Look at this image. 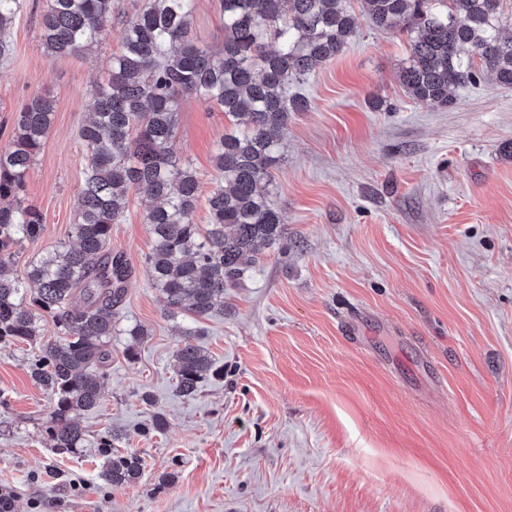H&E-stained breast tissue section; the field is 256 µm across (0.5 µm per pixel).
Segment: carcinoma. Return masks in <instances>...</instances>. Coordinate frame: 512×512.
<instances>
[{
    "label": "carcinoma",
    "mask_w": 512,
    "mask_h": 512,
    "mask_svg": "<svg viewBox=\"0 0 512 512\" xmlns=\"http://www.w3.org/2000/svg\"><path fill=\"white\" fill-rule=\"evenodd\" d=\"M196 0H145L123 21L120 51L80 131L90 152L72 236L76 245L34 262L25 278L6 274L14 249L39 236L41 211L20 197L55 101L35 94L16 113L9 148L0 150V341L39 343L30 377L51 397L53 447L85 441L79 417L99 407L98 373L111 359L109 341L131 268L109 248L112 225L124 218L130 190L148 200L144 221L154 247L147 258L153 284L172 315L224 313V289L235 287L259 248L284 239L271 199V170L280 160L278 135L309 101L288 85L315 73L358 37V15L372 27L406 36L410 63L400 80L422 104L448 107L455 90L491 75L512 86V38L500 29V0H220L224 46L219 52L191 34ZM117 0H47L41 40L50 58L73 56L112 35ZM22 0H0V56ZM194 96L224 112L214 167L221 181L206 198L210 222H194L199 182L174 150L182 98ZM51 315L57 336H39V312ZM184 331L175 357L176 390L192 398L211 368L209 353ZM106 449L102 480L134 483L140 457Z\"/></svg>",
    "instance_id": "obj_1"
}]
</instances>
